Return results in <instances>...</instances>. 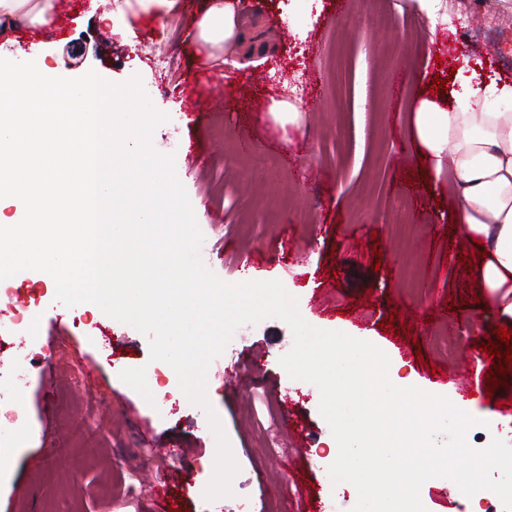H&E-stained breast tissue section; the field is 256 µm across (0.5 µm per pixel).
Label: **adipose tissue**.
<instances>
[{
	"label": "adipose tissue",
	"mask_w": 512,
	"mask_h": 512,
	"mask_svg": "<svg viewBox=\"0 0 512 512\" xmlns=\"http://www.w3.org/2000/svg\"><path fill=\"white\" fill-rule=\"evenodd\" d=\"M56 0H0V27H42L53 22ZM206 59L252 56L254 25L237 0H208L191 18ZM445 107L443 97L422 99L414 113L412 134L435 170L454 174L459 219L457 235L482 241L488 259L479 276L492 294L498 322L512 326V112L489 109L492 101H512V83L497 78L483 87H462Z\"/></svg>",
	"instance_id": "ef3b65f1"
}]
</instances>
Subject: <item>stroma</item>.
<instances>
[{
    "instance_id": "35a3bbf8",
    "label": "stroma",
    "mask_w": 512,
    "mask_h": 512,
    "mask_svg": "<svg viewBox=\"0 0 512 512\" xmlns=\"http://www.w3.org/2000/svg\"><path fill=\"white\" fill-rule=\"evenodd\" d=\"M203 2L111 24L102 15L112 0H58L53 36L0 35V56L61 77H140L167 116L153 148L175 159L212 272L230 284L280 281L310 325L373 343L407 385L496 419L498 439L512 445V374L487 393L478 347L496 340L497 315L460 263L477 245L451 237L453 176L428 166L408 132L439 70H452L454 89L512 80V0H445L448 20L437 25L398 0L384 21L352 34L342 0H241L272 51L218 66L188 26ZM282 97L298 109L285 129L267 110ZM37 276L0 281V370L29 357L0 397L21 407L29 432L0 474V512H221L222 500L203 495L216 454L206 414L151 360L148 337L102 311L58 304ZM388 318L410 332L386 334ZM292 347L289 326L268 318L237 328L209 367L207 395L240 467L233 499L249 512H352L347 483L328 478L320 392L280 364ZM139 370L156 376L168 410L134 381ZM169 443L188 455L163 491L148 475L167 473L155 450ZM420 500L427 512L489 506L442 477L422 485Z\"/></svg>"
}]
</instances>
